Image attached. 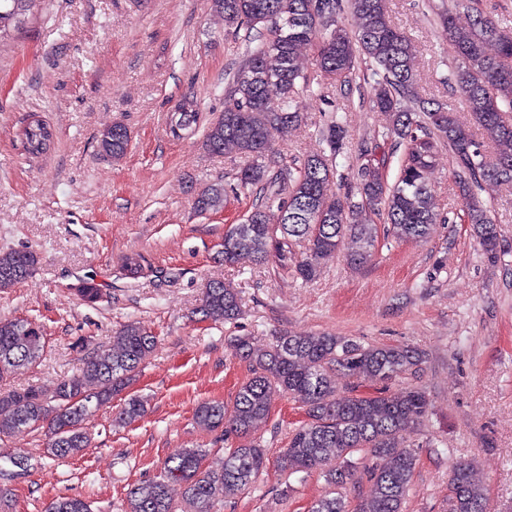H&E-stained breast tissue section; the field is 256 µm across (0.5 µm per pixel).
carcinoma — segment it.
<instances>
[{
	"mask_svg": "<svg viewBox=\"0 0 512 512\" xmlns=\"http://www.w3.org/2000/svg\"><path fill=\"white\" fill-rule=\"evenodd\" d=\"M44 0H0V44L23 29ZM224 24L244 32L252 44L245 64L232 79L230 103L204 128V146L212 154L228 149L249 158L237 172L238 186L257 189L252 210L243 223L224 231V263L234 265L251 257L259 265L291 270L305 282L321 272V260L336 253L346 236L357 247L350 264L363 266L372 257L378 225L358 224L362 210L380 216L384 233L401 241L426 238L435 224L446 222L433 203L429 173L440 146L457 166L459 188L466 200V217L478 243L498 258L497 224L478 200L487 181L512 185V28L502 26L480 11L460 26L453 14L442 16L443 35L460 64L453 80L461 91L473 123L488 132L493 151L485 152L471 131L452 110L417 99L413 91L414 57L409 38L391 20L386 0H351L358 18L356 30L339 22L342 0H213ZM494 45L496 54L487 53ZM315 48L317 70L347 87L365 59L374 66L376 79L369 86L371 106L391 114L384 137L403 148L394 183H388L387 162L376 150L363 151L356 182L344 195L330 188L333 161L343 153L347 129L335 117L326 128L329 154L314 155L294 167L283 161L274 173L264 160L272 152V136L288 135L302 121L295 108L299 90L309 80L298 68L296 50ZM276 88L278 97L270 96ZM197 102L182 99L171 113L169 125L199 126ZM27 151L41 155L50 150V125L34 120L23 130ZM130 145L128 128L116 122L100 131V152L122 159ZM359 201H354L355 196ZM224 187L213 185L198 193L200 212L219 209ZM305 244L303 258L293 244ZM39 257L32 250L0 251V291L32 277ZM198 314L224 323L242 312L238 289L222 281L210 282ZM156 346V337L129 323L112 336L107 349L83 360L79 370L59 379L53 394L38 387L0 393V441L25 430L46 437L48 458L75 457L91 445L83 419L91 411L112 403L139 372L142 359ZM236 354L252 363L253 376L238 390L232 417L224 404L204 401L195 409L196 423L235 439L224 466H203L204 448H183L170 456L156 476L133 485L126 494L124 512H175L169 485H183L181 512H220L232 499L255 486L267 469L266 448L255 438L266 421L274 397L286 394L305 408L306 420L292 430L278 464L290 473H319L330 491L310 512H403L411 487L417 455L405 447L412 418L429 407L426 391L407 386L390 394L388 385L415 371L423 353L405 345H363L330 334L284 335L266 349L256 350L250 339L233 340ZM45 352L43 326L30 319L0 317V381L37 365ZM366 377L382 384L374 397H357L336 387V373ZM145 413V400L131 395L124 400L116 421L130 423ZM33 456L0 454V506L12 495L9 464L17 461L24 472L33 468ZM371 493L349 509L342 489L363 483ZM451 512H489L488 498L473 477V466L458 461L449 470ZM46 512H92L88 501L73 496L52 500Z\"/></svg>",
	"mask_w": 512,
	"mask_h": 512,
	"instance_id": "cac0c4a2",
	"label": "carcinoma"
}]
</instances>
